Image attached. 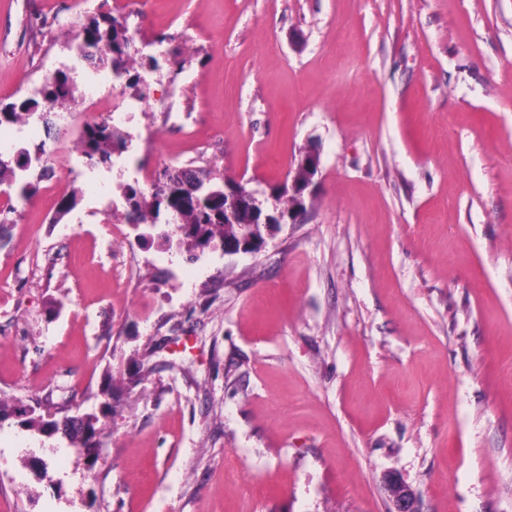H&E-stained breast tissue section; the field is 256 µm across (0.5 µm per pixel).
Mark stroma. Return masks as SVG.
I'll return each instance as SVG.
<instances>
[{
  "instance_id": "1",
  "label": "stroma",
  "mask_w": 512,
  "mask_h": 512,
  "mask_svg": "<svg viewBox=\"0 0 512 512\" xmlns=\"http://www.w3.org/2000/svg\"><path fill=\"white\" fill-rule=\"evenodd\" d=\"M191 38L157 169L261 198L319 169L253 254L142 238L67 164L0 248V512H512V0H155ZM113 0H0V104L70 67ZM223 164H215V157ZM75 197L67 215L63 199ZM166 262H159L158 253ZM111 385V397L101 390ZM111 402L97 458L23 426ZM385 489L393 506L388 512H420L415 493L397 475L386 476Z\"/></svg>"
}]
</instances>
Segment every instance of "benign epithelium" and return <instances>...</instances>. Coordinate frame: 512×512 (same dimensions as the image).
Here are the masks:
<instances>
[{"label": "benign epithelium", "mask_w": 512, "mask_h": 512, "mask_svg": "<svg viewBox=\"0 0 512 512\" xmlns=\"http://www.w3.org/2000/svg\"><path fill=\"white\" fill-rule=\"evenodd\" d=\"M187 188L192 192L195 203L209 204L224 199V223L237 224L243 210L252 212V218L241 225V234L236 239L224 242V254H248L257 251L263 244L261 226L272 223L270 215L264 213L263 202L257 192L238 182L225 188L215 185L204 173L186 175ZM385 489L392 503L390 512H419L415 493L397 475L389 474L385 478Z\"/></svg>", "instance_id": "benign-epithelium-1"}]
</instances>
